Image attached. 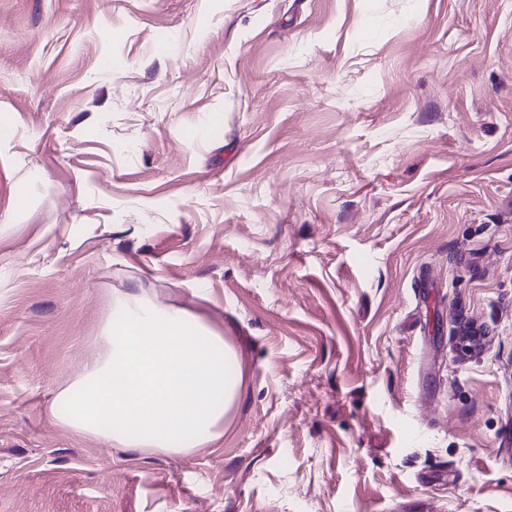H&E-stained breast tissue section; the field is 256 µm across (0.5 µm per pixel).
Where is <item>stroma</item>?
<instances>
[{"mask_svg":"<svg viewBox=\"0 0 512 512\" xmlns=\"http://www.w3.org/2000/svg\"><path fill=\"white\" fill-rule=\"evenodd\" d=\"M137 293L224 434L49 406ZM512 0H0V512H512Z\"/></svg>","mask_w":512,"mask_h":512,"instance_id":"1","label":"stroma"}]
</instances>
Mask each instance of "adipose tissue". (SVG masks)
I'll return each instance as SVG.
<instances>
[{
    "instance_id": "1",
    "label": "adipose tissue",
    "mask_w": 512,
    "mask_h": 512,
    "mask_svg": "<svg viewBox=\"0 0 512 512\" xmlns=\"http://www.w3.org/2000/svg\"><path fill=\"white\" fill-rule=\"evenodd\" d=\"M117 306L118 318L101 331V351L54 396V422L146 453H186L220 438L236 395L223 335L137 294Z\"/></svg>"
}]
</instances>
